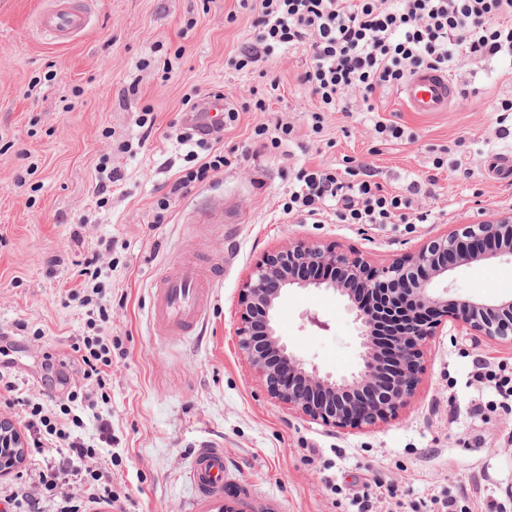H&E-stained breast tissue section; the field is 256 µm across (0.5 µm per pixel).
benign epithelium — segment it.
<instances>
[{
  "mask_svg": "<svg viewBox=\"0 0 512 512\" xmlns=\"http://www.w3.org/2000/svg\"><path fill=\"white\" fill-rule=\"evenodd\" d=\"M512 254V213L480 224H460L416 248L404 261L374 266L334 244L297 241L265 254L249 273L237 301L239 353L262 378L269 396L325 427L368 429L408 405L423 373L421 347L447 321L468 336L512 346V297L448 298L436 284L472 262ZM290 288L330 291L347 300L357 324L360 364L336 378L288 350L275 328L277 308ZM365 300L357 301L356 291ZM395 327L389 353L374 344L376 323ZM0 447L12 463L22 458L21 435L0 424Z\"/></svg>",
  "mask_w": 512,
  "mask_h": 512,
  "instance_id": "1",
  "label": "benign epithelium"
}]
</instances>
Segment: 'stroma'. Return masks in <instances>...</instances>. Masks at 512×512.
Wrapping results in <instances>:
<instances>
[{
    "mask_svg": "<svg viewBox=\"0 0 512 512\" xmlns=\"http://www.w3.org/2000/svg\"><path fill=\"white\" fill-rule=\"evenodd\" d=\"M88 24L57 44L36 21L50 0H0V331L18 351L0 350V368L39 395L51 412L61 402L40 382L44 353L67 363L69 385L96 391L74 363L70 344L86 334L75 291L78 262L98 255L112 292L105 327L112 367L103 412L111 444L98 439L91 411L72 406L76 433L107 468L124 512H185L193 496L187 459L200 442L224 448L236 488L280 497L284 512H353L354 492L376 496L373 512H430L448 490L463 512H512V407L493 402L470 420L472 363L512 368V347L444 327L423 348L415 397L388 423L340 430L304 419L271 399L239 355L237 299L254 262L296 239L335 243L373 264L406 256L457 224L512 213V181L485 172L487 158L512 151V62L464 64L452 74L469 95L447 112L407 111L397 91L378 93L371 112L312 114L319 103L297 76L308 64L290 48L265 69L280 88L266 111H240L256 74L235 66L253 42V11L237 0H71ZM222 92L238 108L219 143L230 163L187 191L174 182L193 168L185 94ZM155 120L139 126L144 106ZM319 112V111H318ZM403 127L387 140L375 122ZM290 124L280 148L253 141L256 127ZM447 164L437 169L438 149ZM118 180L97 206L100 166ZM368 166L385 191L405 193L424 224H342L287 213L288 185L302 167L344 172ZM168 208L154 223L159 202ZM233 220L215 223L217 208ZM179 260L223 261L200 335L159 336L150 321L153 283ZM452 298L512 294V256L450 272ZM277 332L307 363L338 376L360 363L357 326L346 303L293 288L283 297Z\"/></svg>",
    "mask_w": 512,
    "mask_h": 512,
    "instance_id": "obj_1",
    "label": "stroma"
}]
</instances>
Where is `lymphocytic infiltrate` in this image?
<instances>
[{
    "label": "lymphocytic infiltrate",
    "instance_id": "f902f5d3",
    "mask_svg": "<svg viewBox=\"0 0 512 512\" xmlns=\"http://www.w3.org/2000/svg\"><path fill=\"white\" fill-rule=\"evenodd\" d=\"M255 43L238 68L262 70L277 50L302 49L310 60L299 76L324 112H371L378 92L400 86L419 69L445 72L461 61L512 59V0H260L252 21ZM408 195L383 193L368 179H340L325 167L299 169L288 190V208L323 215L331 205L346 224H424L426 213H413ZM85 379L105 388L112 366V340L80 336L71 346ZM0 403L17 409V418L37 454L52 460L39 467L31 486H18L5 501L13 512H85L88 503L112 500V482L93 469L91 452L70 423L21 392L0 373ZM84 486L86 501L66 495L70 484Z\"/></svg>",
    "mask_w": 512,
    "mask_h": 512
}]
</instances>
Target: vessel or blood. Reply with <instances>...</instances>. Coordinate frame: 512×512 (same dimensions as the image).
<instances>
[{
	"label": "vessel or blood",
	"mask_w": 512,
	"mask_h": 512,
	"mask_svg": "<svg viewBox=\"0 0 512 512\" xmlns=\"http://www.w3.org/2000/svg\"><path fill=\"white\" fill-rule=\"evenodd\" d=\"M86 25L85 15L70 0H58L44 15L41 29L59 41L79 33ZM402 103L411 112H446L458 97V87L442 71L422 69L410 75L399 90ZM223 100L208 97L196 108L204 127L221 128ZM220 275L214 264H177L156 288L150 318L157 335L185 336L197 332L209 307L211 290ZM190 479L195 495L189 512H279L277 498L258 501L243 491L225 486L224 450L216 443H205L191 453Z\"/></svg>",
	"instance_id": "b4317fda"
}]
</instances>
